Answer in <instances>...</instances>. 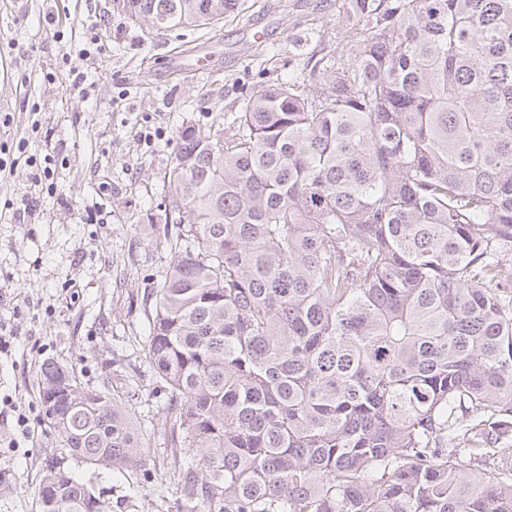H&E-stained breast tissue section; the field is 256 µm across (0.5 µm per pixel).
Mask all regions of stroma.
<instances>
[{
    "mask_svg": "<svg viewBox=\"0 0 512 512\" xmlns=\"http://www.w3.org/2000/svg\"><path fill=\"white\" fill-rule=\"evenodd\" d=\"M106 0H0V144L26 137L29 153L58 157L62 193L40 196L34 215L18 219L4 209L30 189V169L17 163L0 173V317L27 304L11 355H0V396L20 406H38V365L31 339L46 357L73 368L81 382L96 384L113 366L114 389L127 391L128 408L148 411L161 425L168 409L153 390L139 359L147 335L144 299L160 280L172 254L159 237L163 224L162 180L174 162L177 135L186 123L208 127L238 111L251 84L288 78L304 81L312 54L341 50L336 21L340 0H241L239 13L194 31L147 33L124 15L107 11ZM63 4L84 26L107 28V47L84 66L96 87L90 98L66 90L61 68L79 45L56 34L49 21ZM212 56L207 76L172 71L171 52ZM128 100L113 106V98ZM149 122L160 131L154 143L136 129ZM111 354H98L101 345ZM12 425L0 423V466L15 489L0 495V512H38L35 489L57 442L46 425L34 441L9 447ZM148 453L156 469L151 482L126 480L74 458L70 469L109 491L114 512H176L177 486L166 467L162 438Z\"/></svg>",
    "mask_w": 512,
    "mask_h": 512,
    "instance_id": "stroma-1",
    "label": "stroma"
}]
</instances>
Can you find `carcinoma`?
<instances>
[{"label": "carcinoma", "instance_id": "cac0c4a2", "mask_svg": "<svg viewBox=\"0 0 512 512\" xmlns=\"http://www.w3.org/2000/svg\"><path fill=\"white\" fill-rule=\"evenodd\" d=\"M238 9L112 0L153 33ZM338 27L314 88L179 132L141 350L176 512H512V0H341ZM37 384L60 447L151 478L111 375ZM37 498L112 512L56 462Z\"/></svg>", "mask_w": 512, "mask_h": 512}]
</instances>
